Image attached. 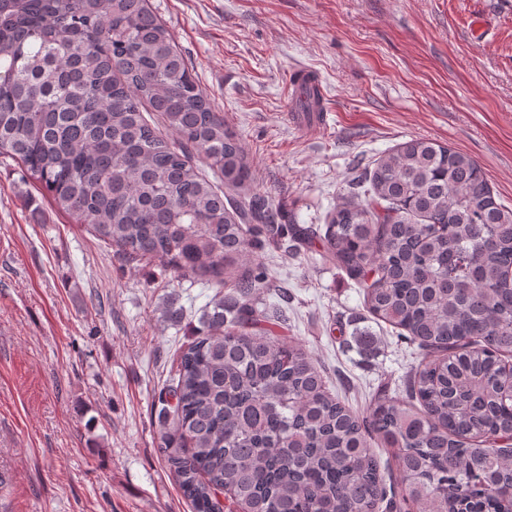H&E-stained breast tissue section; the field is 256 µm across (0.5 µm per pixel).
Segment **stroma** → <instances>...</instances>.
Returning a JSON list of instances; mask_svg holds the SVG:
<instances>
[{
	"label": "stroma",
	"instance_id": "obj_1",
	"mask_svg": "<svg viewBox=\"0 0 512 512\" xmlns=\"http://www.w3.org/2000/svg\"><path fill=\"white\" fill-rule=\"evenodd\" d=\"M148 4L240 137L254 190L293 223H325L352 181L419 138L473 157L512 207V0ZM300 70L321 75L329 112L306 135L285 118ZM262 261L290 295L287 338L330 393L360 412L403 395L420 352L342 270L307 252ZM218 292L127 261L0 162V512H192L157 446L159 394Z\"/></svg>",
	"mask_w": 512,
	"mask_h": 512
}]
</instances>
